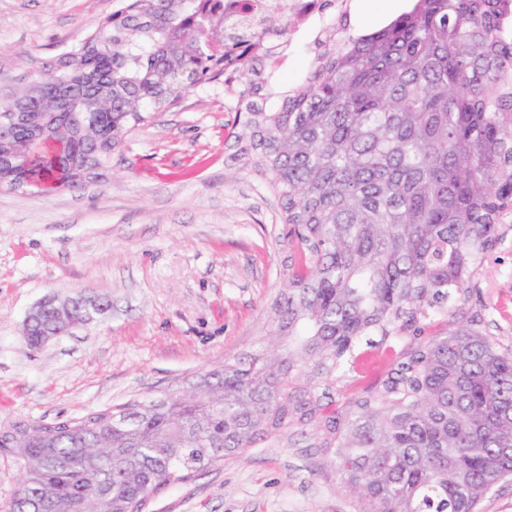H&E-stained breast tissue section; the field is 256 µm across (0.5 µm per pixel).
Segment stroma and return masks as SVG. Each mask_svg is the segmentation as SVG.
<instances>
[{"label":"stroma","instance_id":"35a3bbf8","mask_svg":"<svg viewBox=\"0 0 512 512\" xmlns=\"http://www.w3.org/2000/svg\"><path fill=\"white\" fill-rule=\"evenodd\" d=\"M410 0H350L351 35L370 33ZM114 0H0V98L82 42ZM322 16L290 28L295 53L277 87L297 83ZM237 115L221 84L152 113L84 186L0 190V426L80 418L155 396L255 350L267 314L301 263L281 205L235 155ZM488 330L512 342V224L479 280ZM76 293L108 310L42 350L22 323L42 299ZM149 512H354L309 437L253 448L157 496Z\"/></svg>","mask_w":512,"mask_h":512}]
</instances>
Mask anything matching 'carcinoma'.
I'll return each mask as SVG.
<instances>
[{
	"mask_svg": "<svg viewBox=\"0 0 512 512\" xmlns=\"http://www.w3.org/2000/svg\"><path fill=\"white\" fill-rule=\"evenodd\" d=\"M51 62L46 122L0 188L83 184L153 112L222 81L237 155L267 182L303 254L262 349L197 385L0 431L21 483L0 512H146L159 492L290 432L311 434L355 512H480L512 483V347L483 327L472 284L512 224V0H411L360 37L348 0L307 48L308 72L270 106L288 55L268 13L254 54L211 50L250 8L116 0ZM87 92L56 101L59 87ZM88 112L98 125L74 131ZM57 326L30 325V347Z\"/></svg>",
	"mask_w": 512,
	"mask_h": 512,
	"instance_id": "cac0c4a2",
	"label": "carcinoma"
}]
</instances>
